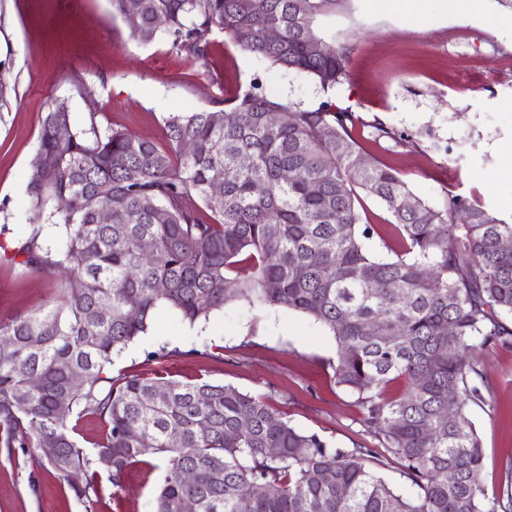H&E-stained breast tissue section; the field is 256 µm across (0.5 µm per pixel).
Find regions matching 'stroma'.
<instances>
[{"mask_svg": "<svg viewBox=\"0 0 512 512\" xmlns=\"http://www.w3.org/2000/svg\"><path fill=\"white\" fill-rule=\"evenodd\" d=\"M320 33L352 40L349 78L333 94L363 121L382 119L403 136L366 142L365 158L401 171L415 197L442 206L448 194L479 195L512 217V13L496 0H418L406 12L383 0H350L322 20ZM210 70L161 40L142 44L112 14L111 0H0V242H15L36 217L26 204V171L38 146L49 99L68 101L75 128H117L165 143L175 112L215 108L242 95L252 80L283 100L314 105L319 87L241 52L223 33L212 36ZM64 270L35 272L0 261V320L50 304ZM157 360H148V353ZM329 331L285 308L228 304L196 325L166 313L146 336L114 359L113 375L161 374L206 380L265 397L298 429L332 445L378 442L362 425L355 398L336 386ZM491 406L468 416L484 447L481 479L498 495L512 474V348L479 355ZM38 449L16 460L0 454V512H154L163 475L156 456L136 465L114 490L99 466L101 498L77 500L55 470L36 466Z\"/></svg>", "mask_w": 512, "mask_h": 512, "instance_id": "1", "label": "stroma"}]
</instances>
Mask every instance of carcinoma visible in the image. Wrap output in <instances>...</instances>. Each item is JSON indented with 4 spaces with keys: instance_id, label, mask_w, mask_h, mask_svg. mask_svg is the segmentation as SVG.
<instances>
[{
    "instance_id": "cac0c4a2",
    "label": "carcinoma",
    "mask_w": 512,
    "mask_h": 512,
    "mask_svg": "<svg viewBox=\"0 0 512 512\" xmlns=\"http://www.w3.org/2000/svg\"><path fill=\"white\" fill-rule=\"evenodd\" d=\"M348 2L112 0V14L136 41L162 38L205 69L211 37L222 32L327 94L347 79L350 47L320 36L318 23ZM312 40L321 52L310 53ZM273 112L288 120L271 124ZM363 126L376 142L398 137L330 99L285 104L258 83L224 109L171 116L163 146L94 123L76 130L67 102L48 100L26 173L41 225L0 250L32 271L63 267L69 279L53 305L0 321L6 455L42 449L41 465L82 475L68 486L88 504L99 494L97 458H111L120 489L142 457L160 455L155 512H182L188 498L197 512H512V481L491 499L485 493L483 441L468 418L470 406L487 405L476 353L512 347V251L499 247L512 222L475 195L404 206L412 193L397 168L376 158L356 165ZM368 199L392 215L391 257L365 246L378 228ZM103 210L111 223H99ZM239 301L288 308L328 329L336 386L355 397L384 453L338 448L232 385L112 375L113 358L161 310L193 326ZM396 380L405 392L385 398ZM86 414L107 429L94 456L74 437ZM388 455L416 492L376 474Z\"/></svg>"
}]
</instances>
